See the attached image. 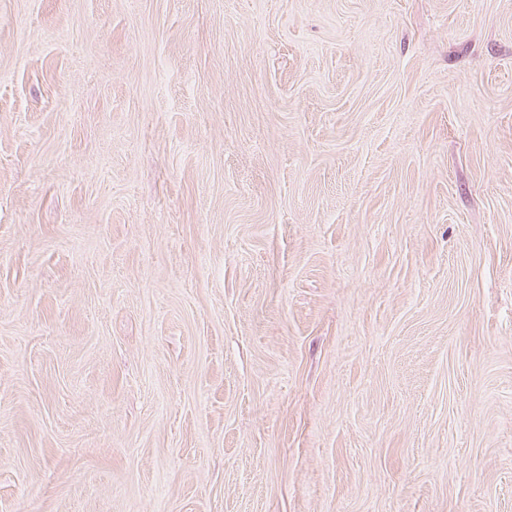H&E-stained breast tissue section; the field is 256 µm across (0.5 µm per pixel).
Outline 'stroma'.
Instances as JSON below:
<instances>
[{
    "instance_id": "1",
    "label": "stroma",
    "mask_w": 512,
    "mask_h": 512,
    "mask_svg": "<svg viewBox=\"0 0 512 512\" xmlns=\"http://www.w3.org/2000/svg\"><path fill=\"white\" fill-rule=\"evenodd\" d=\"M0 512H512V0H0Z\"/></svg>"
}]
</instances>
